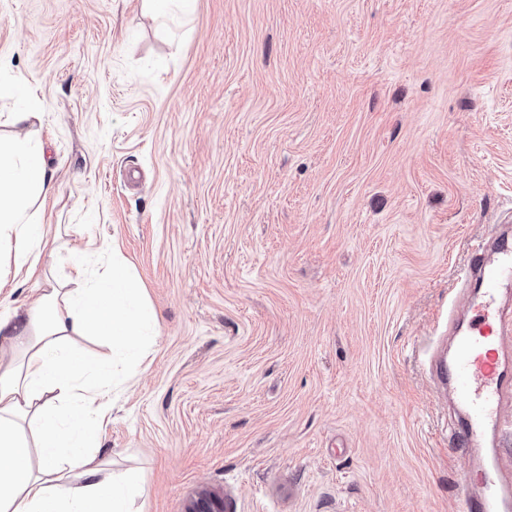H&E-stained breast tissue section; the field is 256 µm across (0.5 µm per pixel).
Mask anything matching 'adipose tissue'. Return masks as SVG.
Instances as JSON below:
<instances>
[{"label":"adipose tissue","instance_id":"ef3b65f1","mask_svg":"<svg viewBox=\"0 0 512 512\" xmlns=\"http://www.w3.org/2000/svg\"><path fill=\"white\" fill-rule=\"evenodd\" d=\"M52 190L40 147L25 137L0 145V251L13 264L0 289L29 281L41 288L31 307L0 303V512H136L139 474H113L98 451L114 368L75 341L107 337L113 355L136 367L154 314L120 260L99 277L74 262L66 283L47 269L48 242L32 207Z\"/></svg>","mask_w":512,"mask_h":512}]
</instances>
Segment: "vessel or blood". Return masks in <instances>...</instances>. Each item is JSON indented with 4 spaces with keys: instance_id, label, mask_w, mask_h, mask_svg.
<instances>
[{
    "instance_id": "b4317fda",
    "label": "vessel or blood",
    "mask_w": 512,
    "mask_h": 512,
    "mask_svg": "<svg viewBox=\"0 0 512 512\" xmlns=\"http://www.w3.org/2000/svg\"><path fill=\"white\" fill-rule=\"evenodd\" d=\"M469 271L480 282L478 294L467 297L466 326H451L455 353H433L430 368L442 389L457 401L463 415L454 431L456 441L472 447L499 433L503 410L512 403V318L502 306L512 293V234H498L489 247L475 251ZM475 481H487L499 471L497 493L469 496L462 512H512V478L503 476V450L490 461L464 460Z\"/></svg>"
}]
</instances>
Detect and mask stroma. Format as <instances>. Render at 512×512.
Masks as SVG:
<instances>
[{"label":"stroma","mask_w":512,"mask_h":512,"mask_svg":"<svg viewBox=\"0 0 512 512\" xmlns=\"http://www.w3.org/2000/svg\"><path fill=\"white\" fill-rule=\"evenodd\" d=\"M0 77L54 275L113 245L156 314L99 434L143 512H460L428 361L512 212V0H0ZM143 8L155 17H189L195 0H142Z\"/></svg>","instance_id":"1"}]
</instances>
